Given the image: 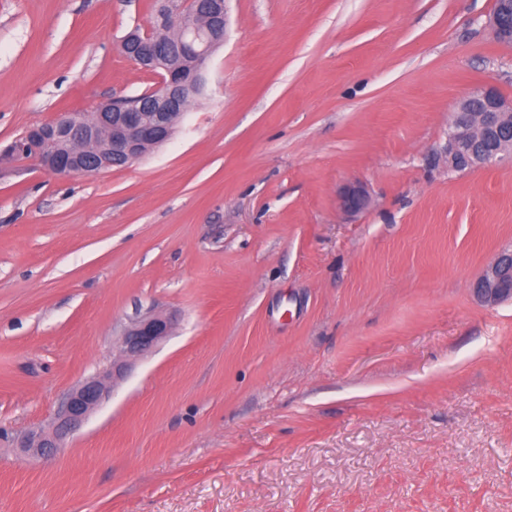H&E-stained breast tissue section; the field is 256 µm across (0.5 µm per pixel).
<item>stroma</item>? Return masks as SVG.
Segmentation results:
<instances>
[{
    "instance_id": "stroma-1",
    "label": "stroma",
    "mask_w": 512,
    "mask_h": 512,
    "mask_svg": "<svg viewBox=\"0 0 512 512\" xmlns=\"http://www.w3.org/2000/svg\"><path fill=\"white\" fill-rule=\"evenodd\" d=\"M155 0H0V144L156 88ZM494 0H229L172 138L0 164V512H512V161L448 172L457 101H512ZM372 203L355 216L341 187ZM172 317L48 459L17 441ZM340 198L342 208L350 214H359L365 211L371 203L370 193L361 183L346 185ZM474 290L477 298L489 305L512 299V253H504L488 265ZM170 330V320L161 315L150 313L131 320L120 334L123 357L136 358L148 353Z\"/></svg>"
}]
</instances>
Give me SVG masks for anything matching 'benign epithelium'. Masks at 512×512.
Here are the masks:
<instances>
[{"mask_svg":"<svg viewBox=\"0 0 512 512\" xmlns=\"http://www.w3.org/2000/svg\"><path fill=\"white\" fill-rule=\"evenodd\" d=\"M228 0H204L202 9L183 16L180 35L167 36L170 17L181 12V0H158L154 25L132 32L121 43L123 54L155 72L159 92L146 106L123 107L110 101L98 105L93 120L75 122L70 114L29 128L19 139L0 148V159L22 153L61 176L96 174L124 167L172 136L184 114V98L204 86L203 72L222 45L228 28ZM489 26L496 40L512 46V0H494ZM448 170L461 172L512 157V102L490 83L473 88L457 103L444 150ZM371 203L361 183L346 185L341 206L350 214ZM477 298L489 305L512 299V253L498 256L482 272ZM171 322L157 314L131 320L121 330L125 358L140 357L169 335ZM126 364L93 376L72 390L48 426L23 436L20 447L44 455L62 447L64 440L109 398V382L123 377Z\"/></svg>","mask_w":512,"mask_h":512,"instance_id":"1","label":"benign epithelium"}]
</instances>
